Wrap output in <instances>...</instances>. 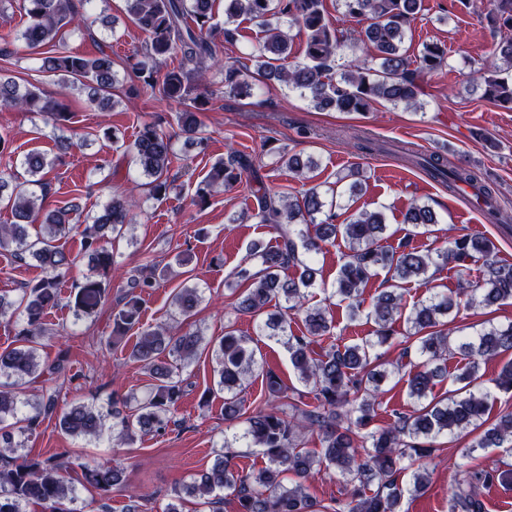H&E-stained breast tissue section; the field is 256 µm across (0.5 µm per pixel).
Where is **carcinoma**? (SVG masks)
<instances>
[{
	"label": "carcinoma",
	"mask_w": 512,
	"mask_h": 512,
	"mask_svg": "<svg viewBox=\"0 0 512 512\" xmlns=\"http://www.w3.org/2000/svg\"><path fill=\"white\" fill-rule=\"evenodd\" d=\"M21 2L27 26L19 33L1 31L0 41L41 52V72L52 79L58 91L48 93L39 83L21 79L0 66V104L44 115L59 131L70 120L64 102L70 90L84 92L101 110L114 109L124 97L149 92L185 105L175 115L179 134L202 148L206 137L200 115L206 111L207 100L194 90L196 81L206 78L210 61L224 73V93L232 97L246 98L255 82L273 80L298 92L315 109L339 112H367L379 101L415 108L424 96L423 75L447 61L446 48L437 43L424 44L414 61L400 52L422 0H338L344 20L368 21L360 41L370 49L365 56L338 66L335 62L344 47L343 35L325 16L323 0H224V34H230L231 25L241 18L265 33L253 55L252 69L218 59L217 0H125L126 14L145 34V43L141 58L128 56L121 63L103 50L94 57L74 53L62 40L65 27L89 30L98 21L112 25L88 15L86 5L92 0ZM466 2L473 8L485 5L488 23L501 37L497 52L506 62L504 68L483 67L473 88L481 90L483 98L512 109V0ZM286 25L298 26L306 35L302 62L289 61ZM165 59L176 66L163 73L153 63ZM120 68L129 76L127 85L118 79ZM172 138L160 123L145 121L124 149L146 177L148 193L156 200L167 198L174 184ZM402 158L431 180L448 186L450 192L465 185L476 190V199L493 200L491 187L481 183L474 172L450 166L442 156L406 149ZM279 162L300 174L316 166L312 157L286 151ZM54 164L55 160L35 150L19 160L14 158L8 134L0 133V208L10 211L12 217L10 223L0 225V250L21 260L30 257L45 272L19 289L17 296L0 295V318L14 321V347L0 352V512H27L32 504L40 505L42 512H76L72 508L78 499L76 488L62 475L75 463L56 455L20 454L22 442L15 432H33L42 422L54 420L73 438L91 441L109 434L118 446L132 444L138 434L161 435L175 421L184 397L185 368L206 350L215 361L217 381L201 396L200 405H208L214 393L224 394V419H244L241 438L266 459L265 467L241 474L231 466V455L221 454L211 468L174 490L175 496L184 492L211 512H222L226 490L234 494L237 512H401L405 492L425 489L429 473L423 463L434 458L440 437L475 434L462 449L464 458L483 448L512 447V410L488 417L491 391L512 392V361L489 380L490 387L477 393L470 390L481 363L512 351V322L484 326L467 336H455L448 327V317L455 310L512 301V264L496 259L493 243L479 233H463L452 238L448 249L436 251L413 246L408 233L397 245L383 246L386 224L382 212L354 211L341 203L342 196L337 193L328 201L316 186L297 196L273 192L258 179L253 161L233 149L211 166L192 202L203 205L213 187L231 186L245 173L253 176L256 209L252 217L273 228L278 236L276 245L250 250L249 257L259 263L258 270L246 266L238 270L248 288L236 310L259 318V328L286 346L298 380L310 388L314 403L299 398L289 404L292 414H286L283 406L288 387L274 370L260 364L250 337L229 325L224 335L210 339L175 320L143 326V295L153 291L168 270L153 262L144 266L145 273L129 278L127 292L112 308V335L106 338V344L112 345L138 330L129 359L150 372L152 383L145 394L115 396L112 410L106 412L84 402L61 406L56 379L67 375L72 383L81 375L69 373L63 356L41 361L38 350L49 333L47 315L59 304L62 280L84 262L88 273L72 278L68 300L75 320L92 319L107 304L114 265L112 243L132 225L137 201L131 193H113L97 213L84 220L73 205L52 208L47 174ZM19 166L29 176L23 182L17 181L15 169ZM339 210L346 214L340 224L336 223ZM405 223L426 228L438 223V218L431 206L414 203ZM72 234L80 235V249L75 253L57 245ZM338 238L347 244L348 252L341 256L329 297L348 302L350 318L360 315L364 289L382 271L387 284L372 298L366 313V319L374 324L373 335L343 347L331 340L334 324L328 309L307 306L318 274L313 256ZM452 261L481 263L485 272L482 285L461 280L455 291H435L402 316L404 285L412 281L426 285L433 278L431 268ZM291 267L295 276L282 278L281 273ZM274 300L279 302L278 309L267 311ZM201 302L197 287L181 288L172 297L175 312L186 319ZM291 311L304 314L305 332L300 336L288 332ZM401 317L407 324L398 342L401 353L389 364L381 361L376 349L398 335L394 324ZM315 345L321 354H315ZM457 354L465 360L455 376L462 387L442 399L432 398L436 379L447 371L448 359ZM257 374L265 386L264 406L246 416L240 394ZM396 376L406 379L415 409L396 413L385 427H374L381 385ZM39 378L41 394L26 397V385ZM305 431L317 434L321 452L302 447ZM75 465L97 491L100 512H107L112 490L124 482L123 463L112 458ZM321 467L335 470L346 481L350 486L347 498L322 505L306 492L305 481ZM407 472L410 483L406 489L398 477ZM290 474L295 477L291 483ZM484 509L469 482L458 484L448 500V512Z\"/></svg>",
	"instance_id": "obj_1"
}]
</instances>
